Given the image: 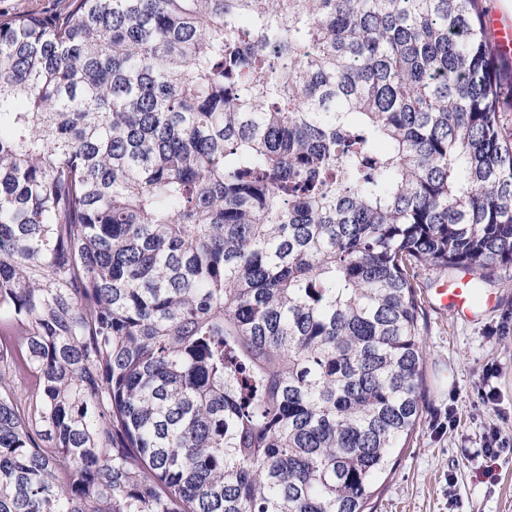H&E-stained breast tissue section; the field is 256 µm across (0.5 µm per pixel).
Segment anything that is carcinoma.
<instances>
[{
	"mask_svg": "<svg viewBox=\"0 0 512 512\" xmlns=\"http://www.w3.org/2000/svg\"><path fill=\"white\" fill-rule=\"evenodd\" d=\"M485 0L0 12V512H372L423 270L512 281Z\"/></svg>",
	"mask_w": 512,
	"mask_h": 512,
	"instance_id": "1",
	"label": "carcinoma"
}]
</instances>
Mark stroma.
I'll return each instance as SVG.
<instances>
[{"label": "stroma", "instance_id": "35a3bbf8", "mask_svg": "<svg viewBox=\"0 0 512 512\" xmlns=\"http://www.w3.org/2000/svg\"><path fill=\"white\" fill-rule=\"evenodd\" d=\"M469 316L426 305V411L419 430L374 499V512H512V452L486 478L474 453L490 432L512 444V287L488 285ZM497 368L496 399L481 395Z\"/></svg>", "mask_w": 512, "mask_h": 512}]
</instances>
